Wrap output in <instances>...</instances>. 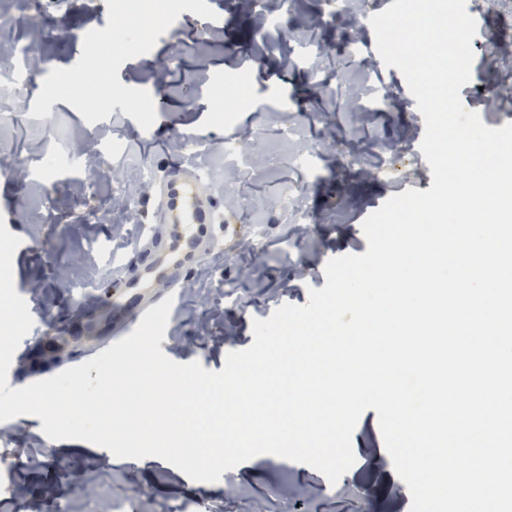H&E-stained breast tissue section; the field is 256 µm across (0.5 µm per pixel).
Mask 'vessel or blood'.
Here are the masks:
<instances>
[{"mask_svg": "<svg viewBox=\"0 0 512 512\" xmlns=\"http://www.w3.org/2000/svg\"><path fill=\"white\" fill-rule=\"evenodd\" d=\"M152 205L157 225L153 240H164L154 249L152 259L136 275L126 276L122 262H114L124 287L112 298V330L127 333L132 322L161 301L160 288L176 290L178 271L195 256L205 254L215 238V226L222 221L216 198L201 186L198 168L190 164L167 169L158 180Z\"/></svg>", "mask_w": 512, "mask_h": 512, "instance_id": "vessel-or-blood-1", "label": "vessel or blood"}]
</instances>
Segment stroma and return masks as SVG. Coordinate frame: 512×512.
<instances>
[{"mask_svg": "<svg viewBox=\"0 0 512 512\" xmlns=\"http://www.w3.org/2000/svg\"><path fill=\"white\" fill-rule=\"evenodd\" d=\"M177 27L149 35L151 0H0V17L37 34L23 70L27 113L0 122V219L20 238L12 259L16 292L33 327L20 342L8 385L34 383L32 350L72 323L84 295L115 282L110 256L141 264L156 182L179 162L197 166L225 209L218 233L181 284L160 344L174 362L222 370L229 352L254 341L253 322L285 304L303 306L326 284L335 257L368 249L365 218L389 197L429 190L420 151L425 125L397 68L380 58L372 15L388 0H365L358 27L327 0H291L278 29L251 25L239 0H176ZM475 35L465 109L490 128L512 122V71L495 65L499 34L512 27V0L485 15ZM112 39H103V32ZM110 71L96 84L78 73L91 39ZM357 40L382 111L360 102L361 72L348 57ZM268 42L266 56L255 44ZM249 155L228 175L225 153ZM305 188L310 219L279 208L283 190ZM41 419L0 422V512H410L411 496L388 454L354 464L337 483L309 465L263 454L214 483L165 460L139 463L77 439L52 440ZM25 479L28 490L14 495ZM54 495H46V488Z\"/></svg>", "mask_w": 512, "mask_h": 512, "instance_id": "1", "label": "stroma"}]
</instances>
